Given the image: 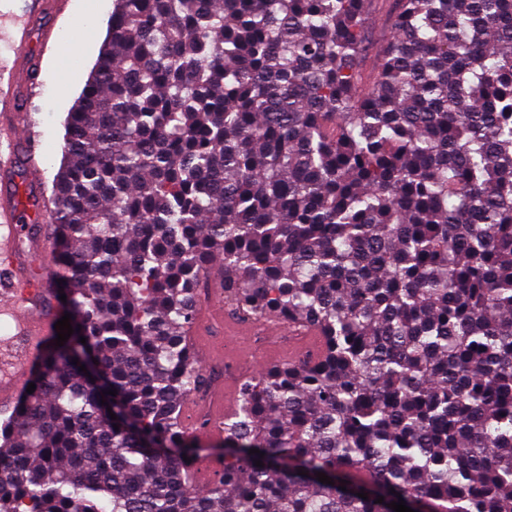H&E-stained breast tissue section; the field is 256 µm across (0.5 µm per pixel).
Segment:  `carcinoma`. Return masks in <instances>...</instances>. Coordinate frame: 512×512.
<instances>
[{"label":"carcinoma","instance_id":"1","mask_svg":"<svg viewBox=\"0 0 512 512\" xmlns=\"http://www.w3.org/2000/svg\"><path fill=\"white\" fill-rule=\"evenodd\" d=\"M378 4L113 0L51 193L74 333L0 422V512H512V0H387L372 44ZM217 258L322 346L240 378L200 489Z\"/></svg>","mask_w":512,"mask_h":512}]
</instances>
